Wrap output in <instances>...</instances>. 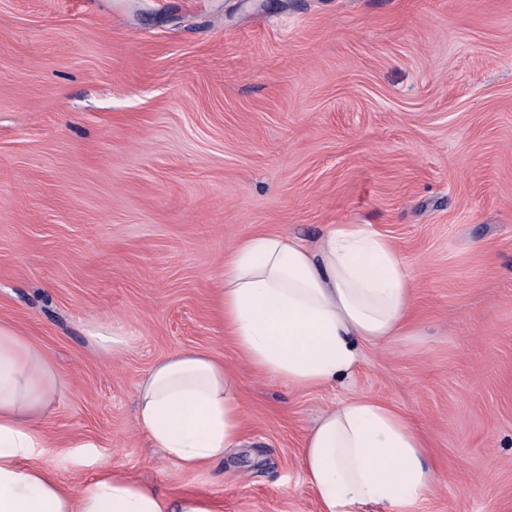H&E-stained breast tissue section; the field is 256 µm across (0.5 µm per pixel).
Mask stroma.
<instances>
[{
  "label": "stroma",
  "mask_w": 512,
  "mask_h": 512,
  "mask_svg": "<svg viewBox=\"0 0 512 512\" xmlns=\"http://www.w3.org/2000/svg\"><path fill=\"white\" fill-rule=\"evenodd\" d=\"M370 224L416 317L351 377L251 370L215 290L254 233ZM0 321L64 384L43 465L96 464L223 512H319L306 436L361 394L408 415L437 484L415 512H512V0H0ZM117 323L113 358L89 340ZM196 348L235 367L242 445L187 472L136 385ZM130 335L118 324H95L90 332L93 344L104 354H120L130 346Z\"/></svg>",
  "instance_id": "obj_1"
}]
</instances>
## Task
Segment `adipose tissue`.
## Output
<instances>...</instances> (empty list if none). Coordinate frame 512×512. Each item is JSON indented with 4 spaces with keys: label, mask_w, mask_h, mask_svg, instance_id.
<instances>
[{
    "label": "adipose tissue",
    "mask_w": 512,
    "mask_h": 512,
    "mask_svg": "<svg viewBox=\"0 0 512 512\" xmlns=\"http://www.w3.org/2000/svg\"><path fill=\"white\" fill-rule=\"evenodd\" d=\"M414 280L392 243L369 224H337L317 248L256 233L224 263L217 308L235 346L268 379L310 390L350 375L363 345L404 329ZM62 386L45 351L0 322V512H220L204 494L177 498L100 465L71 489L39 460L38 423ZM136 418L151 447L186 471L223 460L242 433L240 383L205 351L156 361L136 388ZM421 431L394 407L355 396L322 413L301 468L320 512H414L435 487Z\"/></svg>",
    "instance_id": "adipose-tissue-1"
}]
</instances>
